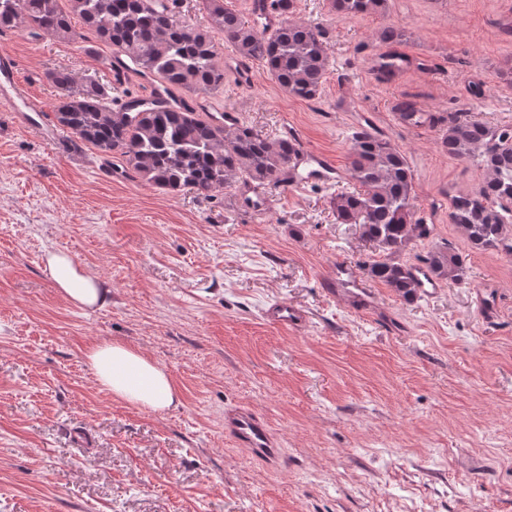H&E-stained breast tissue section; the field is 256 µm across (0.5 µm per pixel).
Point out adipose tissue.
Instances as JSON below:
<instances>
[{
    "label": "adipose tissue",
    "mask_w": 512,
    "mask_h": 512,
    "mask_svg": "<svg viewBox=\"0 0 512 512\" xmlns=\"http://www.w3.org/2000/svg\"><path fill=\"white\" fill-rule=\"evenodd\" d=\"M44 269L55 288L80 308L100 309L112 300L104 282L66 253L48 252ZM85 360L97 384L116 399L152 412H161L179 403L168 372L134 348L104 340L86 351Z\"/></svg>",
    "instance_id": "ef3b65f1"
}]
</instances>
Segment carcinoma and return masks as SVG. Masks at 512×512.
Listing matches in <instances>:
<instances>
[{
    "mask_svg": "<svg viewBox=\"0 0 512 512\" xmlns=\"http://www.w3.org/2000/svg\"><path fill=\"white\" fill-rule=\"evenodd\" d=\"M60 0H0V32L24 28L35 37L76 41L81 34ZM84 27L105 43L127 53L134 70L160 80L151 98H132L117 111L106 102L105 88L81 81L73 73L51 74L63 92L55 109L60 127L77 140L105 154H119L143 182L178 193L185 189L209 196L243 180L262 188L288 182V168L298 151L287 137L268 139L238 120L221 122L202 115L187 103L172 99V90L199 92L224 86V69L217 61L212 33H224L237 54L265 64L286 94L302 100L320 95L330 61L318 27L291 18L294 0H258V18L249 21L226 8L224 0H202L208 15L204 28L180 25L168 0H70ZM387 0H331L344 17L367 16L386 10ZM405 27L390 24L381 32L388 44L403 41ZM396 55L375 63L386 80L401 68ZM401 116L418 126L426 117L408 102ZM440 147L448 155L476 158L485 172L477 196L451 198L452 222L469 245L478 250L512 253V127H491L464 113L448 116ZM350 176L354 192H340L331 206L341 224H357L362 237L375 242L389 258L364 266V273L391 288L400 298L417 297L409 266L390 259L414 238L425 239L431 228L415 217L413 175L406 155L389 140L362 128L351 140ZM426 265L437 280L458 282L465 266L455 251L437 249Z\"/></svg>",
    "mask_w": 512,
    "mask_h": 512,
    "instance_id": "1",
    "label": "carcinoma"
}]
</instances>
